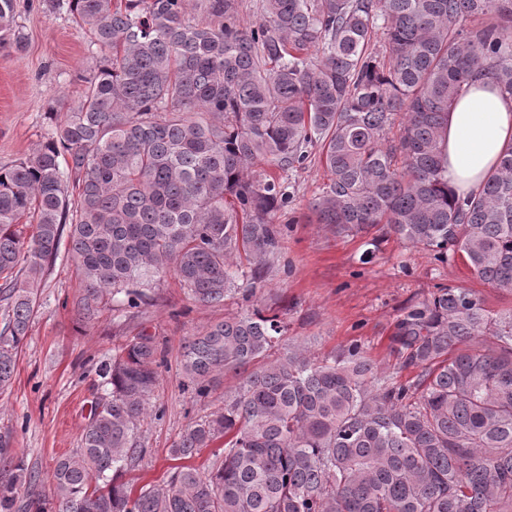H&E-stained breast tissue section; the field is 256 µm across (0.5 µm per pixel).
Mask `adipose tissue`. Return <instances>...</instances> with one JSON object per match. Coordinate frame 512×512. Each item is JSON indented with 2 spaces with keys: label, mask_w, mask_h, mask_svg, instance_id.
Instances as JSON below:
<instances>
[{
  "label": "adipose tissue",
  "mask_w": 512,
  "mask_h": 512,
  "mask_svg": "<svg viewBox=\"0 0 512 512\" xmlns=\"http://www.w3.org/2000/svg\"><path fill=\"white\" fill-rule=\"evenodd\" d=\"M512 146V94L492 80L470 82L448 114L444 152L448 185L457 195L479 191Z\"/></svg>",
  "instance_id": "adipose-tissue-1"
}]
</instances>
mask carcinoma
I'll use <instances>...</instances> for the list:
<instances>
[{"label":"carcinoma","instance_id":"carcinoma-1","mask_svg":"<svg viewBox=\"0 0 512 512\" xmlns=\"http://www.w3.org/2000/svg\"><path fill=\"white\" fill-rule=\"evenodd\" d=\"M39 5L71 15L101 60L41 146L0 166L1 392L64 228L88 323L104 293L140 309L169 273L196 305L249 299L282 248L275 171L314 148L327 172L317 223L457 256L512 295V147L464 197L442 150L475 74L512 94V0H262L252 26L239 0H203L201 18L188 0ZM15 16L0 0L1 51L25 47ZM284 330L255 308L185 344L198 397L216 372L241 382L173 443L168 480L137 491L117 472L146 455L137 421L160 362L153 336L129 339L102 368L80 448L53 470L55 512H512V310L452 286L417 302L391 339L405 381L357 344L278 355ZM218 439L208 468L191 463ZM11 448L0 433V512H49L38 495L19 501L38 473Z\"/></svg>","mask_w":512,"mask_h":512}]
</instances>
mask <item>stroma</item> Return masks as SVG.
Returning <instances> with one entry per match:
<instances>
[{
  "mask_svg": "<svg viewBox=\"0 0 512 512\" xmlns=\"http://www.w3.org/2000/svg\"><path fill=\"white\" fill-rule=\"evenodd\" d=\"M16 23L25 37L24 51L0 52V166L15 164L39 147L52 128L50 109L78 103L100 58L66 13L18 0ZM283 178L289 195L278 214L284 243L256 299L282 313L284 343L315 357L358 343L379 371L389 373L396 366L389 345L397 319L437 288H470L488 310L512 309V295L482 283L460 260L439 262L393 235L373 242L316 223L311 205L326 180L319 159ZM82 292L69 244L61 242L56 260L43 270L41 308L18 353L12 385L0 394V432H11L15 451L40 473L36 493L49 499L55 464L79 448L102 393L98 368L128 338L147 332L164 355L148 411L137 423L147 454L122 475L134 487L163 484L171 466L168 450L179 434L222 408L225 394L239 383L235 374H215L209 396L197 399L180 361L190 337L245 309L241 295L196 306L170 275L152 305L126 315L108 308L85 325L73 307Z\"/></svg>",
  "mask_w": 512,
  "mask_h": 512,
  "instance_id": "1",
  "label": "stroma"
}]
</instances>
